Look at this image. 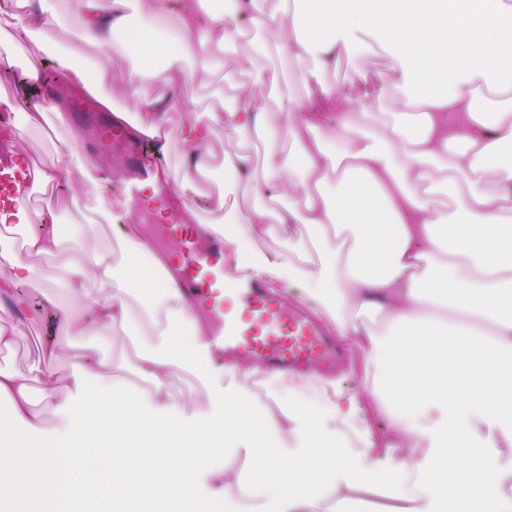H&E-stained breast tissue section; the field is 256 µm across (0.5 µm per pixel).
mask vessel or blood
I'll use <instances>...</instances> for the list:
<instances>
[{
    "label": "vessel or blood",
    "mask_w": 512,
    "mask_h": 512,
    "mask_svg": "<svg viewBox=\"0 0 512 512\" xmlns=\"http://www.w3.org/2000/svg\"><path fill=\"white\" fill-rule=\"evenodd\" d=\"M32 182L23 164L0 162V202L5 206L35 209L33 195L19 193ZM177 250L185 271L176 274L175 286L215 315V344L259 356L275 368L327 365L334 360L335 346L306 315H288L283 299L259 280L230 278L223 239L203 249L196 239L185 237L178 240ZM230 301L236 302L237 311L227 310Z\"/></svg>",
    "instance_id": "vessel-or-blood-1"
}]
</instances>
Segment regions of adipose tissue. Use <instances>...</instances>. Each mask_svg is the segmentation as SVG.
Masks as SVG:
<instances>
[{
    "label": "adipose tissue",
    "mask_w": 512,
    "mask_h": 512,
    "mask_svg": "<svg viewBox=\"0 0 512 512\" xmlns=\"http://www.w3.org/2000/svg\"><path fill=\"white\" fill-rule=\"evenodd\" d=\"M320 11L289 0L266 12L264 0H181L178 37L160 47L156 18L167 0H73V36L133 59L126 94L133 113L113 111L114 125L154 137L144 158L152 174L147 195L178 183L186 223L200 235H220L232 269L273 286L300 288L306 303L342 340L364 353L368 384L357 393L318 377L268 372L257 363L215 364L208 318L187 298L157 281L135 290L118 271L139 257L156 268L168 258L153 252L138 225L121 224L117 198L97 211L113 230L111 245L84 253L82 241L64 250L58 203L35 213L0 209V225L26 227L23 250L0 235V310L17 321L0 325V348L34 325L21 289L33 259H59L65 293L44 305L69 327L98 331L146 327L151 341L136 361L144 387L118 384L92 352L79 355L59 395L53 374L42 376L45 397L61 424L46 431L31 376L0 367V399L11 423L0 422V499H22L32 512H71L79 492L101 498L107 512H169L185 507V477L225 512H512V465H496L512 446V0H322ZM49 0H17L0 29V72L24 67L27 44L59 64L62 86H76L111 102L103 66L76 65L67 49L44 40L62 21ZM249 7L255 30L286 29L288 55L305 70V101L285 115L287 150L274 144L268 103L284 93L277 68L252 72L231 104L179 130L184 150L176 167L155 166L168 155L157 133L179 107L173 86L184 65L233 48L238 18ZM139 17L137 39L126 36ZM379 50L395 62V87L407 106L380 122L377 113L336 110L326 70L341 57ZM335 116L334 135L324 124ZM29 128L51 140L59 164L80 162V192L102 195L96 160L73 129L59 130L45 113L27 115ZM233 132L222 155L209 144L216 128ZM255 135L269 145L261 157L246 149ZM287 247L265 251V238ZM191 346H184L183 335ZM204 384L208 411L177 401L173 383L186 372ZM233 380L224 388L222 376ZM281 395L257 418L233 407L253 388ZM374 401L403 456L389 457L386 483L362 474L379 445L367 425L364 399ZM42 437V452L21 457L27 435ZM99 459L84 471L74 464L92 444Z\"/></svg>",
    "instance_id": "1"
}]
</instances>
